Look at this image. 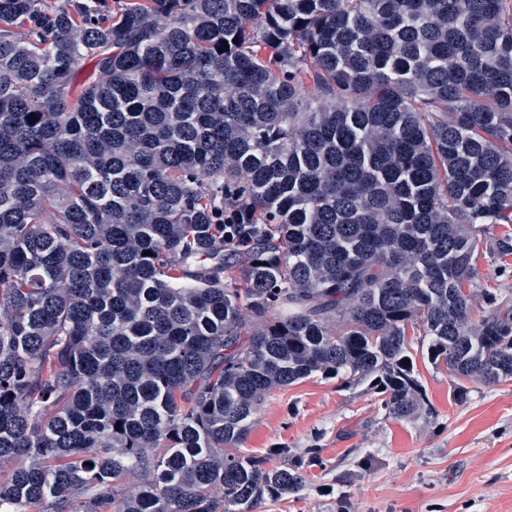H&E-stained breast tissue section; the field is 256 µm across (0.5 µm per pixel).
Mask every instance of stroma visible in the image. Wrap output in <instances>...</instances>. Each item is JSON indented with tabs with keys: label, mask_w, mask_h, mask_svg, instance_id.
Wrapping results in <instances>:
<instances>
[{
	"label": "stroma",
	"mask_w": 512,
	"mask_h": 512,
	"mask_svg": "<svg viewBox=\"0 0 512 512\" xmlns=\"http://www.w3.org/2000/svg\"><path fill=\"white\" fill-rule=\"evenodd\" d=\"M472 314L512 302V254L482 252ZM410 356L429 407L397 420L370 381L317 375L272 390L238 451L266 467L304 462L295 496L258 512H512V380L469 383L457 400L429 341L408 330Z\"/></svg>",
	"instance_id": "1"
}]
</instances>
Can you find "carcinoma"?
I'll list each match as a JSON object with an SVG mask.
<instances>
[{"label":"carcinoma","instance_id":"obj_1","mask_svg":"<svg viewBox=\"0 0 512 512\" xmlns=\"http://www.w3.org/2000/svg\"><path fill=\"white\" fill-rule=\"evenodd\" d=\"M482 224H512V0H0V512L296 495L232 452L267 395L372 377L412 419L417 324L459 400L512 380Z\"/></svg>","mask_w":512,"mask_h":512}]
</instances>
